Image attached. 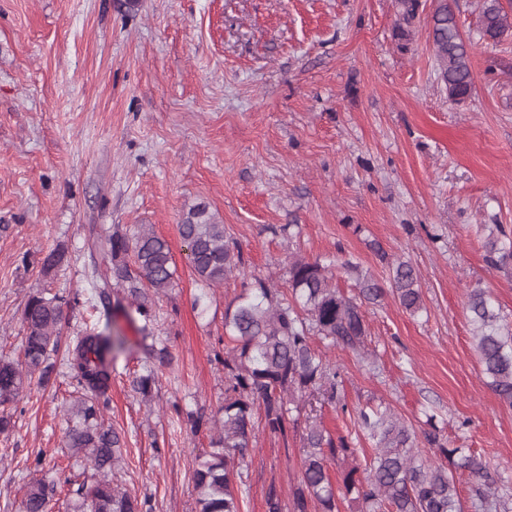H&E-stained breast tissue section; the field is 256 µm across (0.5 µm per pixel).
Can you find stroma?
I'll use <instances>...</instances> for the list:
<instances>
[{
  "mask_svg": "<svg viewBox=\"0 0 512 512\" xmlns=\"http://www.w3.org/2000/svg\"><path fill=\"white\" fill-rule=\"evenodd\" d=\"M421 7L407 49L393 37L397 0H0V356L22 357V313L33 291L70 297L63 343L83 324L125 338L103 412L124 438L121 488L153 512H196L192 473L210 449L208 422L224 399V309L243 273L287 290L289 254L343 253L386 283L375 253L411 261L425 309L392 296L365 306L370 361L335 349L347 411L312 417L372 446L352 408L390 406L415 431L435 423L499 478L512 512V406L486 385L472 339L469 293L486 289L512 323V274L485 261L483 225L512 229V40L477 44L480 0H455L474 41L473 90L456 105L436 74ZM206 205L243 254V273L198 281L178 226ZM151 225L167 240L176 283L151 322L172 361L155 366L149 398L133 389L146 365L144 319L130 300L93 310L85 276L90 228ZM297 224L288 239L278 226ZM64 247L68 262L44 274ZM76 393L69 373L6 406L0 433V512H22L35 457L65 512L83 468L63 444ZM207 422L191 431L178 409ZM300 432L255 424L242 512H266L269 486L287 490Z\"/></svg>",
  "mask_w": 512,
  "mask_h": 512,
  "instance_id": "1",
  "label": "stroma"
}]
</instances>
